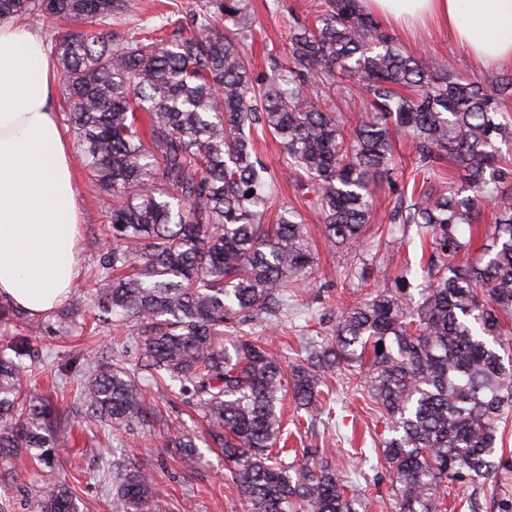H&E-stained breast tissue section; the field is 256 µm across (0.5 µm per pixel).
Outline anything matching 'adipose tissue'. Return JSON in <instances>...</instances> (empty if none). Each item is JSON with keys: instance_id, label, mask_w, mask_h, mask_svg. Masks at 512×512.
<instances>
[{"instance_id": "adipose-tissue-1", "label": "adipose tissue", "mask_w": 512, "mask_h": 512, "mask_svg": "<svg viewBox=\"0 0 512 512\" xmlns=\"http://www.w3.org/2000/svg\"><path fill=\"white\" fill-rule=\"evenodd\" d=\"M388 22L447 31L483 67L512 66V0H361ZM60 79L38 35L0 21V299L38 317L78 270L81 200L54 112Z\"/></svg>"}]
</instances>
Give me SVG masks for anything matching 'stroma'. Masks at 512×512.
<instances>
[{
	"mask_svg": "<svg viewBox=\"0 0 512 512\" xmlns=\"http://www.w3.org/2000/svg\"><path fill=\"white\" fill-rule=\"evenodd\" d=\"M200 0H125L126 8L112 18L113 37L121 38L134 29L149 30L161 25L162 14H179L189 20ZM321 0H246V52L255 75L270 72V57L288 45V23L310 20ZM387 30L403 51L427 58L446 56L460 65L462 73L488 77L486 69L472 63L463 50L451 43L447 32L435 29L415 34L392 23ZM257 152L276 176L278 192L270 200L266 223H274L283 205L302 206L304 199L294 178L282 161V150L272 138L257 140ZM73 175L80 194L85 219L81 225L78 256L79 275L69 298L55 310L32 318L14 310L8 321L0 322V348L18 339L30 340L31 361L39 393H49L57 408L70 417L76 446L57 449L56 468L48 470L29 457L10 458L0 463V512H33L43 484L49 475L65 479L81 503L83 512H113L112 499L99 482L103 463L132 461L148 472L157 488L153 512H182L190 502L195 512H247L248 504L232 480L234 468L220 449L203 444V423L190 411L187 396H173L152 384H145L148 406L157 407L161 422H152L113 436L103 429L81 426L82 402L76 389L88 363L112 354V327L102 323L92 302L101 255L110 247L109 220L102 199L87 186L81 156L73 158ZM408 174L394 171L391 182L374 189L377 221L368 225L362 242L343 248L335 246L321 233L316 219H309L310 243L317 264L308 278L305 295L311 312L321 319L322 330L336 322L342 305L369 298L374 287L415 269L413 299H420L424 286L418 271L426 263L417 227L388 220L397 192L402 191ZM366 262L365 273L352 271V257ZM330 384L336 392V424L332 430L307 427L297 419L293 402L284 412L290 439L295 449H319L343 471L361 494L359 512H396V500L386 464L373 442L387 435L386 421L376 405L356 390L354 375L340 371ZM192 439L200 456L187 464L178 446ZM498 443L503 448V465L495 477L476 482L457 480L447 485L449 503L460 512H512V414L502 422ZM25 472L26 479L11 480L12 470Z\"/></svg>",
	"mask_w": 512,
	"mask_h": 512,
	"instance_id": "35a3bbf8",
	"label": "stroma"
}]
</instances>
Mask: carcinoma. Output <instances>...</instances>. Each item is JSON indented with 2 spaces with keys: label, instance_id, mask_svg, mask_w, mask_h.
Here are the masks:
<instances>
[{
  "label": "carcinoma",
  "instance_id": "obj_1",
  "mask_svg": "<svg viewBox=\"0 0 512 512\" xmlns=\"http://www.w3.org/2000/svg\"><path fill=\"white\" fill-rule=\"evenodd\" d=\"M122 0H0V20L34 18L69 29L54 44L65 84L61 110L84 153L88 180L112 199V248L94 301L114 330L139 326L140 365L92 362L80 381L88 428L131 429L157 417L139 371L159 388L196 386L192 409L234 466L249 512H358V494L321 460L288 461L283 404L332 418L322 387L336 371L386 416L377 442L398 512H445L441 488L496 473L497 433L512 409V197L497 195L512 162L500 104L512 75L452 79V60L402 52L359 0H321L288 33L272 75H252L235 31L220 32L201 5L192 29L112 37ZM239 26L240 0H224ZM366 101L355 110L354 93ZM270 134L327 239L352 243L375 221L370 187L395 170L394 135L411 138L418 175L450 162L446 191L394 206L392 223L422 229L430 257L421 301L407 299L411 270L343 308L330 337L288 367L245 327L286 333L288 298L315 265L302 211L264 221L274 175L255 134ZM254 191L248 196V191ZM494 203L480 255L465 259ZM27 367L0 350V460L48 462L68 417L23 386ZM114 512H151L155 490L136 467L106 466ZM36 512H80L65 483L48 479Z\"/></svg>",
  "mask_w": 512,
  "mask_h": 512
}]
</instances>
